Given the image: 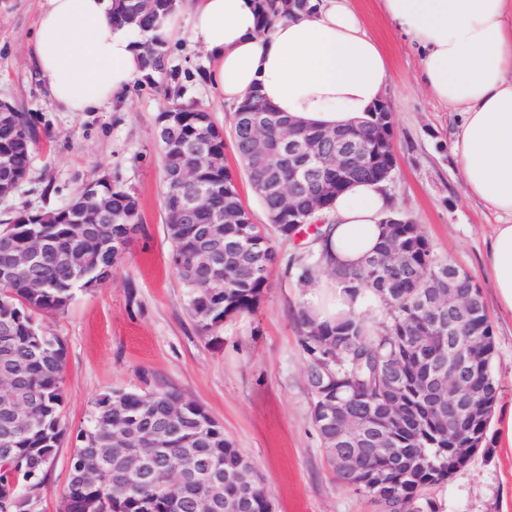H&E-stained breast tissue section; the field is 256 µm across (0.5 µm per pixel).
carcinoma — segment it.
<instances>
[{
    "mask_svg": "<svg viewBox=\"0 0 512 512\" xmlns=\"http://www.w3.org/2000/svg\"><path fill=\"white\" fill-rule=\"evenodd\" d=\"M259 31L265 33L279 20L310 12V0H294L288 6L283 0H257ZM181 8V0H117L112 22L125 26L139 37L144 82L154 83V75L167 72L168 24ZM160 90L171 100L165 110L168 122L175 126L177 141L159 139L161 159H167L177 145H197L213 154L218 163L199 170L201 182L220 188L219 194L201 204L181 224H172L175 190L162 181V204L167 236L171 241L170 264L177 272L186 292L187 314L203 335L219 330L225 322L240 314L252 313L267 288L268 273L275 262L274 241L287 239L288 225L314 220L310 212L325 205L328 214L333 201L349 185L372 181L367 171L356 174L351 184L336 185L331 179L308 188L294 202L288 213V199L277 194L260 196L263 208L272 218L269 228L260 229L241 201L235 174L224 165V130L211 120L209 112L196 104L181 101L180 89L170 85ZM232 120L230 131L237 158L249 180L265 177L252 167L254 145L236 131ZM348 138L360 141L378 160H393L394 119L391 112H370L359 126L345 131ZM37 142L32 118L14 111L11 120L0 122V154L9 156V169L0 170V183L28 173ZM107 199L109 216L93 223L67 222L60 208L38 212V223L18 224L14 228L15 245L21 247L35 235L51 238L56 249L45 256L34 269L42 287L31 288L21 280L0 279V376L8 375L20 387V409L27 420L13 422L11 413L0 406V434L8 435L7 451L0 450V512H34L35 495L42 484L45 470L56 448L64 438L62 423L64 405L65 343L49 335L35 321L37 312L59 313L73 298L77 285L93 284L102 272L111 274L117 262L112 241L127 245L137 231L140 219L130 222L138 207L135 195L117 181L100 187ZM235 212L237 220L224 225L227 241L239 254H227L220 272L221 288H204L188 280L184 268L195 260L194 240L200 230L227 212ZM387 217L401 220L386 224L372 254L356 268H334L331 275L352 296L367 294L384 307L387 322L381 331L371 328L366 316L350 312L333 322H319L308 310H302L301 343L306 354V377L319 372L325 383L350 401L354 410L366 419H387L393 414L396 399L403 401L406 416L391 422L390 445L376 453L358 457L366 478L364 494L377 512H435L429 491L447 480L454 465V448L489 447L488 430L491 417L469 423L467 429L448 439L445 426L429 406L430 388L418 381L419 374L433 371L441 353L448 351V323L436 320L430 305L415 311L416 297L430 298L437 280L448 275L453 263L437 258L421 225L408 215L390 211ZM73 248L82 250L90 259L87 268H73L67 255ZM299 279L307 282L322 266V258L312 247L294 258ZM477 315L471 324L479 327L489 344V354L482 360L487 398L497 405L501 387L492 373L495 341L492 324L482 293L476 294ZM404 360L408 371L401 393L386 385L388 365ZM181 396L174 389L147 393L111 390L99 395L86 428L77 434L79 445L73 457L85 455L97 462L94 482L84 485L75 473L62 494V512H204L209 498L218 497L227 512H267L270 508L266 487L251 488L232 479L236 470L249 459L224 435V427L199 403L187 405L183 416L172 419L169 404ZM324 445L327 460L335 469L336 481L350 487L347 476L336 469L335 427L313 422ZM122 429L127 437L138 440L137 457L125 461L112 454V433ZM210 458L224 462V485L212 487L194 476L198 461ZM165 464L183 472L189 497L175 506L161 494L158 484L142 479L147 465Z\"/></svg>",
    "mask_w": 512,
    "mask_h": 512,
    "instance_id": "cac0c4a2",
    "label": "carcinoma"
}]
</instances>
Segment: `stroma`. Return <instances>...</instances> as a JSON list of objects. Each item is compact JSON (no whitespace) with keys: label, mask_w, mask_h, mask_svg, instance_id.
<instances>
[{"label":"stroma","mask_w":512,"mask_h":512,"mask_svg":"<svg viewBox=\"0 0 512 512\" xmlns=\"http://www.w3.org/2000/svg\"><path fill=\"white\" fill-rule=\"evenodd\" d=\"M389 62L384 99L394 115L396 170L386 190L395 210L421 224L433 252L479 284L495 336L493 371L503 387L496 414L512 410V316L498 310L486 275V242L496 217L467 197L450 154L455 120L419 85L417 59L378 0H353ZM45 0H0V99L36 122L39 139L27 181L0 201V212L24 204L64 206L102 174L118 178L139 201L141 224L106 282L76 288L63 313L37 315L65 343L66 435L38 491L37 512H59L76 434L94 400L112 389L169 387L203 405L262 476L274 512H375L362 494L337 483L311 420L305 354L296 314L307 288L290 269L300 246L277 245L278 258L258 310L200 334L168 263L171 244L161 204L157 117L169 105L156 86H132L95 112H65L39 82L32 56ZM188 9L169 33L170 66L184 98L229 128L232 108L214 96L202 72L206 58L187 39ZM478 452L438 492L443 512H512V451L489 431Z\"/></svg>","instance_id":"obj_1"}]
</instances>
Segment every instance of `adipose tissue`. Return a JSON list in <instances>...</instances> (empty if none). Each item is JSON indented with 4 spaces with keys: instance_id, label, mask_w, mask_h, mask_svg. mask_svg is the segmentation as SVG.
<instances>
[{
    "instance_id": "adipose-tissue-1",
    "label": "adipose tissue",
    "mask_w": 512,
    "mask_h": 512,
    "mask_svg": "<svg viewBox=\"0 0 512 512\" xmlns=\"http://www.w3.org/2000/svg\"><path fill=\"white\" fill-rule=\"evenodd\" d=\"M112 0H46L33 40L39 79L66 112H94L141 80L138 37L112 24ZM418 53L421 81L456 116L451 154L468 196L499 222L487 275L512 314V0H380ZM190 41L206 54L204 81L225 103L260 91L277 111L336 129L383 101L388 60L350 0H319L309 14L259 33L254 0H198ZM391 209L378 183H358L331 208L327 250L354 267L372 253ZM320 320L363 311L326 276L310 285Z\"/></svg>"
}]
</instances>
